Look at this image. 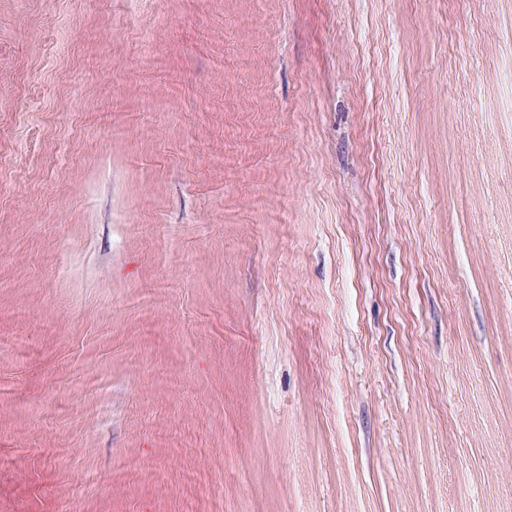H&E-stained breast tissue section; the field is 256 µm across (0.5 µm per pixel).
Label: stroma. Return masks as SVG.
I'll use <instances>...</instances> for the list:
<instances>
[{
  "label": "stroma",
  "mask_w": 512,
  "mask_h": 512,
  "mask_svg": "<svg viewBox=\"0 0 512 512\" xmlns=\"http://www.w3.org/2000/svg\"><path fill=\"white\" fill-rule=\"evenodd\" d=\"M512 512V0H0V512Z\"/></svg>",
  "instance_id": "35a3bbf8"
}]
</instances>
